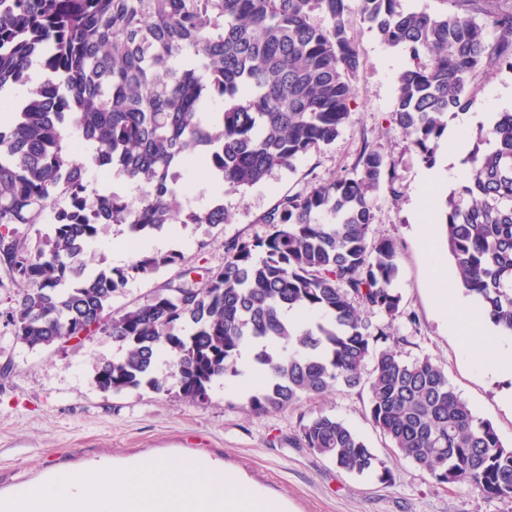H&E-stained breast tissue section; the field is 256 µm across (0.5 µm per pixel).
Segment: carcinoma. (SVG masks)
Here are the masks:
<instances>
[{"label":"carcinoma","mask_w":512,"mask_h":512,"mask_svg":"<svg viewBox=\"0 0 512 512\" xmlns=\"http://www.w3.org/2000/svg\"><path fill=\"white\" fill-rule=\"evenodd\" d=\"M451 9L406 12L400 0H358L360 20L409 54L389 122L429 168L469 86L485 70L512 72V7L450 0ZM349 0H0V113L29 84L33 61L48 78L0 116V266L26 284L10 309L31 350L109 336L120 356L102 363V392L174 388L204 404L214 383L240 375L241 351L264 369L246 409L283 411L335 386L367 392L373 424L393 454L439 484H469L512 500V448L477 418L445 370L407 359L388 328L411 317L393 288L399 246L369 240L374 195L401 194L395 164L365 143L354 174L287 194L260 218L262 236L224 244V264L132 307L112 308L128 281L175 262L143 254L123 269L88 272L101 227L142 241L169 224H222L224 205L185 211L179 183L200 170L234 192L291 169L338 137L356 98L359 50ZM323 16L324 22L317 21ZM79 132L75 157L66 131ZM466 178L439 223L450 274L480 315L512 335V112L480 125ZM112 170L148 194L104 193L88 180ZM52 214L30 239L23 226ZM316 318L297 326L288 312ZM163 352L168 370L157 368ZM299 443L349 473L388 482L386 461L344 421L320 413Z\"/></svg>","instance_id":"carcinoma-1"}]
</instances>
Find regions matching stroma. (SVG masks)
Segmentation results:
<instances>
[{
  "mask_svg": "<svg viewBox=\"0 0 512 512\" xmlns=\"http://www.w3.org/2000/svg\"><path fill=\"white\" fill-rule=\"evenodd\" d=\"M346 23L362 67L356 101L334 143L299 158L293 169L275 172L242 195L216 191L204 174H187L181 182L186 208L200 210L220 203L226 221L179 225L178 238L169 247L174 263L129 281L112 306L141 302L166 283L179 281L185 270L201 273L222 266L225 242L264 234L267 227L260 218L281 196L349 173L362 143H370L395 162L403 192L397 198L386 191L377 193L378 219L369 238L398 241L400 276L395 286L412 317L390 323L371 312L367 318L390 323L394 337L404 341V356H426L443 366L475 415L491 423L502 443L512 448V371L480 368L433 305L435 278L446 273L453 260L441 225H431L432 242L426 246L417 221L426 195L442 201L450 192L438 179L447 155L438 151L435 167H426L387 122L408 54L384 44L357 12H350ZM511 85L512 72L477 75L469 89L471 106L449 121V133L474 132L472 117L498 112L496 91ZM125 238L122 226H104L84 256L88 269L130 265ZM19 289L0 270V365L12 366L7 377H0V500L45 482L56 471L77 473L103 459L120 470L149 459L192 458L221 464L226 472L279 499L285 512H512L510 501L486 497L467 484H437L410 461L392 455L387 439L369 417L362 391L338 387L262 417L246 411L244 393L220 383L202 405L145 387L119 394L101 392L93 378L97 367L117 354L111 337L29 350L17 341L8 317ZM320 412L344 420L386 459L392 482L350 474L299 447L301 420Z\"/></svg>",
  "mask_w": 512,
  "mask_h": 512,
  "instance_id": "stroma-1",
  "label": "stroma"
}]
</instances>
